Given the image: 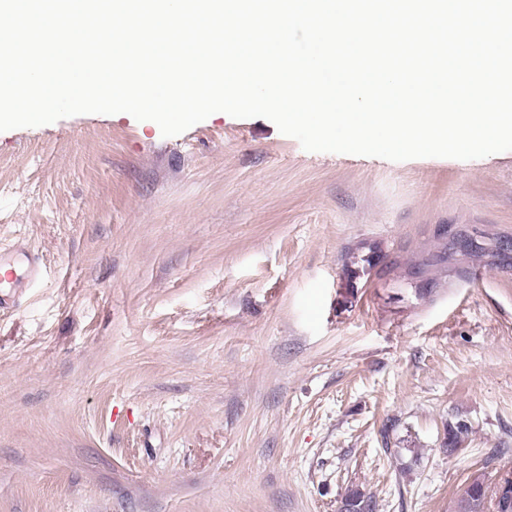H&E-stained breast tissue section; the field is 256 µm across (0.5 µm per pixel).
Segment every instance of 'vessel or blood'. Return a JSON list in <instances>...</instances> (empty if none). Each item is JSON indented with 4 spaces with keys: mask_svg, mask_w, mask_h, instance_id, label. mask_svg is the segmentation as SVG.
I'll return each instance as SVG.
<instances>
[{
    "mask_svg": "<svg viewBox=\"0 0 512 512\" xmlns=\"http://www.w3.org/2000/svg\"><path fill=\"white\" fill-rule=\"evenodd\" d=\"M42 270V258L23 241L0 250V311L15 308L20 293L40 279Z\"/></svg>",
    "mask_w": 512,
    "mask_h": 512,
    "instance_id": "vessel-or-blood-1",
    "label": "vessel or blood"
}]
</instances>
